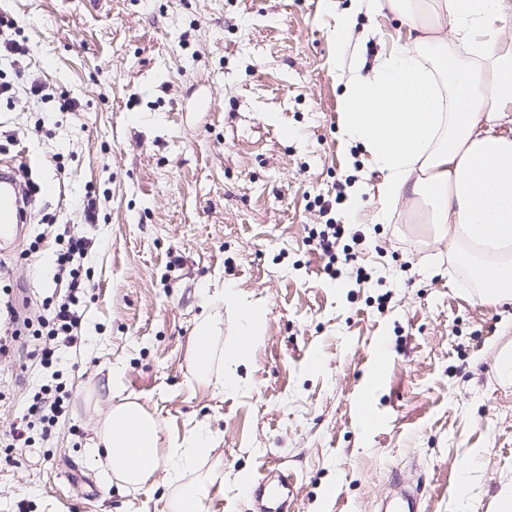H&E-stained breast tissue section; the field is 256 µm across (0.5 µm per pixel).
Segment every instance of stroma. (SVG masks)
Wrapping results in <instances>:
<instances>
[{
    "label": "stroma",
    "mask_w": 512,
    "mask_h": 512,
    "mask_svg": "<svg viewBox=\"0 0 512 512\" xmlns=\"http://www.w3.org/2000/svg\"><path fill=\"white\" fill-rule=\"evenodd\" d=\"M4 6L28 55L17 95L0 100V159L21 185L60 190L0 252V337L11 345L0 358V512H166L181 483L207 488L203 512H249L242 486L268 467L297 479L303 512H378L396 470L423 481L427 512H498L512 489V384L493 362L512 345V305L480 301L449 263L444 229L409 222L405 204L375 223L379 175L339 127L335 32L352 0ZM357 22L378 29L355 46L367 63L404 40L394 15ZM33 79L48 99L30 95ZM62 94L75 111H58ZM339 194L359 195L357 213L335 204ZM350 219L365 235L360 284L330 278L309 237ZM72 235L92 241L81 261L95 284L81 306L85 342L47 367L23 321L68 294L51 256ZM227 285L266 311L240 360L241 316L219 294ZM205 311L221 319L213 371L231 369L235 388L192 369ZM58 382L66 413L48 437L12 447L31 396ZM365 395L380 418L368 434L357 417ZM124 398L160 421L162 448L205 427L210 452L180 478L163 467L119 486L90 448L110 400Z\"/></svg>",
    "instance_id": "obj_1"
}]
</instances>
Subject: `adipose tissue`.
<instances>
[{"label": "adipose tissue", "instance_id": "obj_1", "mask_svg": "<svg viewBox=\"0 0 512 512\" xmlns=\"http://www.w3.org/2000/svg\"><path fill=\"white\" fill-rule=\"evenodd\" d=\"M358 11L394 14L404 44L362 75L349 63L341 134L368 151L381 176L379 222L405 203L413 221L448 227V259L462 268L479 300L512 301V44L503 27L512 0H357ZM468 66L449 55V42ZM242 321L234 351L253 347L263 308L225 287ZM159 421L131 400L111 405L97 429L92 455L128 486L159 466L191 468L209 448L207 432L159 456Z\"/></svg>", "mask_w": 512, "mask_h": 512}]
</instances>
